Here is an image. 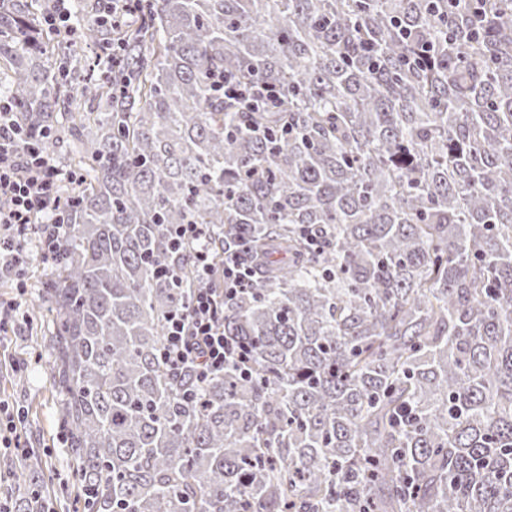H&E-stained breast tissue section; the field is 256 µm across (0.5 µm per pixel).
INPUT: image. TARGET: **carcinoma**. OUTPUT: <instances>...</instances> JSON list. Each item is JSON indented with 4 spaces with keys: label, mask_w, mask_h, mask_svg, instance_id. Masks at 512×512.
<instances>
[{
    "label": "carcinoma",
    "mask_w": 512,
    "mask_h": 512,
    "mask_svg": "<svg viewBox=\"0 0 512 512\" xmlns=\"http://www.w3.org/2000/svg\"><path fill=\"white\" fill-rule=\"evenodd\" d=\"M137 2L84 26L117 62L67 68L47 4L0 0V94L80 181L32 309L77 481L41 473L16 512H512V0ZM167 224L258 266L224 301L246 375L169 372L201 283ZM217 80L219 84H222V81H224V97L235 101L244 100L250 102L255 108L261 103H265V100H270L275 97V95L278 96L276 88L272 84L242 83L228 73L224 74V80L220 77ZM167 228L169 247L180 251L188 242L201 240L206 236L205 224H170Z\"/></svg>",
    "instance_id": "carcinoma-1"
}]
</instances>
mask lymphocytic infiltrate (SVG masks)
<instances>
[{
    "label": "lymphocytic infiltrate",
    "instance_id": "obj_1",
    "mask_svg": "<svg viewBox=\"0 0 512 512\" xmlns=\"http://www.w3.org/2000/svg\"><path fill=\"white\" fill-rule=\"evenodd\" d=\"M61 170L43 152L34 137L22 134L9 99L0 98V278L20 277L23 250L34 245L51 256L59 246V230L36 223L50 214L57 202ZM193 268L203 281L191 302L172 312L165 329L162 357L171 373L194 374L206 384L225 366L245 368L246 350L224 335V301L253 283L251 262L237 251H228L222 268H215L211 253L199 248Z\"/></svg>",
    "mask_w": 512,
    "mask_h": 512
}]
</instances>
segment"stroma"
I'll return each mask as SVG.
<instances>
[{"label": "stroma", "instance_id": "1", "mask_svg": "<svg viewBox=\"0 0 512 512\" xmlns=\"http://www.w3.org/2000/svg\"><path fill=\"white\" fill-rule=\"evenodd\" d=\"M34 295L30 287L20 293L0 286V301H21L18 310L0 316V400L27 407L28 421L20 434L35 451L34 457L22 458L15 449L0 447V465L12 462L15 473L28 477L47 470L70 485L76 465L61 439V397L54 382L57 350L51 337L23 320Z\"/></svg>", "mask_w": 512, "mask_h": 512}]
</instances>
